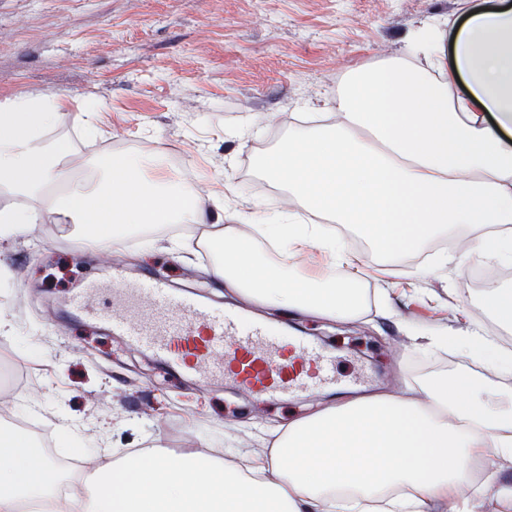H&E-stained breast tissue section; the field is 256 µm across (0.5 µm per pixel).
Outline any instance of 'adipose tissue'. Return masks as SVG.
<instances>
[{
	"instance_id": "ef3b65f1",
	"label": "adipose tissue",
	"mask_w": 512,
	"mask_h": 512,
	"mask_svg": "<svg viewBox=\"0 0 512 512\" xmlns=\"http://www.w3.org/2000/svg\"><path fill=\"white\" fill-rule=\"evenodd\" d=\"M66 103L24 95L0 102V193L33 199L0 208V237L40 217L38 205L89 229L93 244L153 224H206L210 211L180 180L162 177L157 153L93 161L97 185L68 178L66 142H47ZM298 208L266 203L226 210L212 273L247 300L287 314L356 319L367 303L358 258L329 225L349 224L373 250L419 249L448 228L499 226L468 253L512 265V0L435 17L386 61L348 73L320 121L291 125L256 160ZM254 223L274 251L239 236ZM320 251L324 271L301 255ZM440 345L492 367H512L484 330ZM424 400L373 394L291 422L249 471L159 439L133 453L103 454L96 476L60 499L55 465L24 434L0 428V512H428L451 502L471 512L470 465L483 449L512 457V398L476 376L422 384Z\"/></svg>"
}]
</instances>
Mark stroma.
<instances>
[{"label":"stroma","instance_id":"obj_1","mask_svg":"<svg viewBox=\"0 0 512 512\" xmlns=\"http://www.w3.org/2000/svg\"><path fill=\"white\" fill-rule=\"evenodd\" d=\"M462 0H0V100L48 94L66 102L49 134L66 141L64 166L79 172L90 158L162 152L170 175L207 200L212 219L197 234L155 225L135 244L106 242L79 253L62 246L51 215L0 240V268L13 273L11 300L0 314L11 323L0 361L34 379L18 391L16 414L36 412L67 421L87 454L140 447L152 434L168 448L215 443L225 458L265 453L288 422L361 394L419 398L429 376L469 371L487 385L512 391V373L436 348L441 334L467 335L481 320L460 232L440 237L454 260L421 278L402 276L408 254L384 273L359 233L345 230L372 276L368 306L348 322L279 311L231 295L211 273L199 234L225 225L224 210L253 212L291 195L260 177L253 163L277 146L288 120L334 97L349 71L378 64L402 48L413 29L434 16L456 20ZM98 104L101 137H83L75 113ZM249 119L261 138H228ZM163 276L176 292L191 291L216 306L235 307L301 336L336 358L337 384L314 387L293 400L268 404L238 386H199L160 363L145 347L100 330L91 316L71 314L68 299L83 281L113 270Z\"/></svg>","mask_w":512,"mask_h":512}]
</instances>
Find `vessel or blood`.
Instances as JSON below:
<instances>
[{"label": "vessel or blood", "instance_id": "obj_1", "mask_svg": "<svg viewBox=\"0 0 512 512\" xmlns=\"http://www.w3.org/2000/svg\"><path fill=\"white\" fill-rule=\"evenodd\" d=\"M108 296V307L96 304ZM74 314L179 362L199 384L233 381L265 401H287L314 383L335 384L336 359L234 307H216L172 291L165 280L115 272L90 279L70 300Z\"/></svg>", "mask_w": 512, "mask_h": 512}]
</instances>
